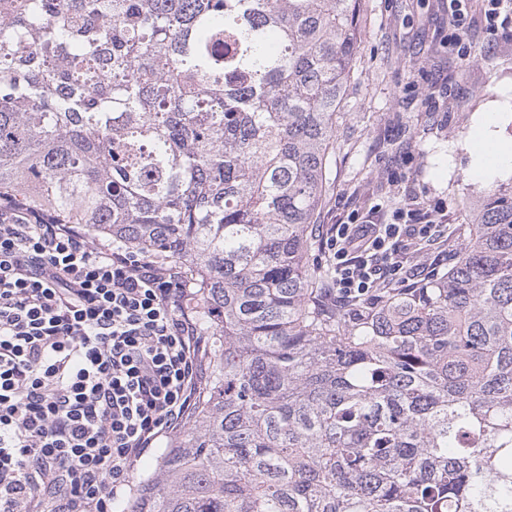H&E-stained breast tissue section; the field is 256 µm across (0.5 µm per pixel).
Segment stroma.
<instances>
[{"mask_svg":"<svg viewBox=\"0 0 512 512\" xmlns=\"http://www.w3.org/2000/svg\"><path fill=\"white\" fill-rule=\"evenodd\" d=\"M446 0H361L357 69L336 123L328 191L313 230L310 268L316 287H332L320 246L323 229L354 210L392 214L407 202L444 214L440 242L412 255L408 287L447 267L466 240V216L493 179L476 172L478 123L496 115V137L512 142V40L490 41L473 22L468 56L446 43Z\"/></svg>","mask_w":512,"mask_h":512,"instance_id":"35a3bbf8","label":"stroma"}]
</instances>
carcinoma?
<instances>
[{"instance_id": "cac0c4a2", "label": "carcinoma", "mask_w": 512, "mask_h": 512, "mask_svg": "<svg viewBox=\"0 0 512 512\" xmlns=\"http://www.w3.org/2000/svg\"><path fill=\"white\" fill-rule=\"evenodd\" d=\"M359 9L0 0V195L195 281L206 379L128 512H512V184L416 287H312Z\"/></svg>"}]
</instances>
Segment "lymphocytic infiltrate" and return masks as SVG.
I'll return each instance as SVG.
<instances>
[{
	"label": "lymphocytic infiltrate",
	"instance_id": "1",
	"mask_svg": "<svg viewBox=\"0 0 512 512\" xmlns=\"http://www.w3.org/2000/svg\"><path fill=\"white\" fill-rule=\"evenodd\" d=\"M324 234L341 298L372 296L441 232L439 211ZM180 266L0 196V512H114L128 471L197 399L205 344Z\"/></svg>",
	"mask_w": 512,
	"mask_h": 512
}]
</instances>
